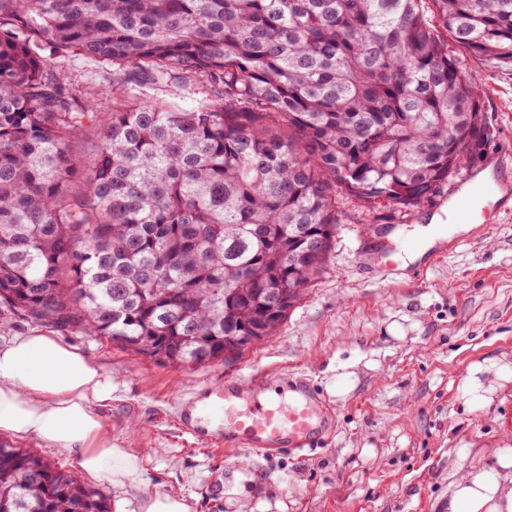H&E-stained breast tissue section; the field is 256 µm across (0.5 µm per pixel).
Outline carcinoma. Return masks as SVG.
I'll list each match as a JSON object with an SVG mask.
<instances>
[{"label": "carcinoma", "mask_w": 512, "mask_h": 512, "mask_svg": "<svg viewBox=\"0 0 512 512\" xmlns=\"http://www.w3.org/2000/svg\"><path fill=\"white\" fill-rule=\"evenodd\" d=\"M512 0H0V307L175 367L277 335L345 201L406 224L486 160ZM112 66V110L41 52ZM153 86L195 105L147 100ZM0 512H111L0 439Z\"/></svg>", "instance_id": "carcinoma-1"}]
</instances>
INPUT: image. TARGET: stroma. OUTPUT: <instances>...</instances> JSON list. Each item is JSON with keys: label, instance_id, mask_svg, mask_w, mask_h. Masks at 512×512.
<instances>
[{"label": "stroma", "instance_id": "1", "mask_svg": "<svg viewBox=\"0 0 512 512\" xmlns=\"http://www.w3.org/2000/svg\"><path fill=\"white\" fill-rule=\"evenodd\" d=\"M459 58L485 90L495 132L486 167L512 164V64ZM53 64L67 88L111 109L110 68L78 57ZM501 206L417 276L379 263V236L344 205L327 264L278 334L231 363L175 367L68 333L112 378L104 425L144 456L145 490L179 492L191 512H239L242 499L246 512H445L455 473L512 436V381L479 409L457 394L470 363L512 362V197ZM283 370L307 375L329 400L334 427L322 448L262 455L181 428L182 400L204 387Z\"/></svg>", "mask_w": 512, "mask_h": 512}]
</instances>
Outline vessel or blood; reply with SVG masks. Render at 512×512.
I'll return each instance as SVG.
<instances>
[{"label": "vessel or blood", "instance_id": "obj_1", "mask_svg": "<svg viewBox=\"0 0 512 512\" xmlns=\"http://www.w3.org/2000/svg\"><path fill=\"white\" fill-rule=\"evenodd\" d=\"M511 180L503 170L471 179L451 201L447 224L431 225L421 240L401 238L396 251L430 257L437 254L449 225L491 222L493 211L486 202ZM181 426L228 448H249L263 454L283 449L302 452L331 433L333 416L306 375H291L282 389L273 387L267 375L247 382L228 378L206 387L204 396L184 413Z\"/></svg>", "mask_w": 512, "mask_h": 512}]
</instances>
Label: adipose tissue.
<instances>
[{
    "mask_svg": "<svg viewBox=\"0 0 512 512\" xmlns=\"http://www.w3.org/2000/svg\"><path fill=\"white\" fill-rule=\"evenodd\" d=\"M512 365L475 362L459 387L465 405L491 402ZM112 380L94 359L62 336L42 329L0 342V431L33 437L68 453L89 478L132 498L139 512H191L175 492L147 493L144 457L114 443L102 408ZM448 512H512V452L457 473Z\"/></svg>",
    "mask_w": 512,
    "mask_h": 512,
    "instance_id": "obj_1",
    "label": "adipose tissue"
}]
</instances>
